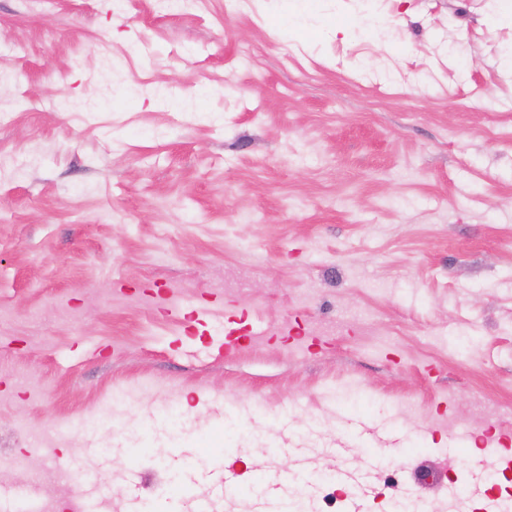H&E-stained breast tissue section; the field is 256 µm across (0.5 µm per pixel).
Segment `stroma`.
<instances>
[{
  "label": "stroma",
  "mask_w": 512,
  "mask_h": 512,
  "mask_svg": "<svg viewBox=\"0 0 512 512\" xmlns=\"http://www.w3.org/2000/svg\"><path fill=\"white\" fill-rule=\"evenodd\" d=\"M492 5L319 0L289 33L282 0H0V491L75 512L48 457L104 478L98 512H190L171 481L205 494L227 468L213 512H258L280 474L332 512L327 473L366 487L361 512H480L439 460L474 480L478 443L512 438V23ZM236 322L260 337L227 357ZM141 380L111 424L14 430Z\"/></svg>",
  "instance_id": "stroma-1"
}]
</instances>
